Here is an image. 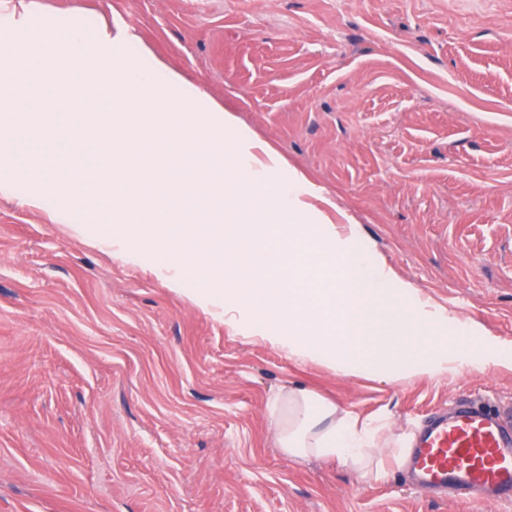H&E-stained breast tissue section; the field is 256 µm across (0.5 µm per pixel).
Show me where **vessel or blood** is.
Segmentation results:
<instances>
[{
  "mask_svg": "<svg viewBox=\"0 0 512 512\" xmlns=\"http://www.w3.org/2000/svg\"><path fill=\"white\" fill-rule=\"evenodd\" d=\"M407 469L421 490L512 503V411L458 401L420 429Z\"/></svg>",
  "mask_w": 512,
  "mask_h": 512,
  "instance_id": "obj_1",
  "label": "vessel or blood"
}]
</instances>
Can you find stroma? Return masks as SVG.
Instances as JSON below:
<instances>
[{"label": "stroma", "mask_w": 512, "mask_h": 512, "mask_svg": "<svg viewBox=\"0 0 512 512\" xmlns=\"http://www.w3.org/2000/svg\"><path fill=\"white\" fill-rule=\"evenodd\" d=\"M129 28L330 198L421 300L512 346V0H35ZM7 162L63 161L45 91ZM0 198V512H512L422 493L395 459L434 413L512 405V369L346 376L248 337L148 266ZM300 383L381 426L384 475L296 461L268 405Z\"/></svg>", "instance_id": "1"}]
</instances>
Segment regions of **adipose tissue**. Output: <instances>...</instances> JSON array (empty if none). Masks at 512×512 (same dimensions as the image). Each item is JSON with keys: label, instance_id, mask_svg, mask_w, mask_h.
<instances>
[{"label": "adipose tissue", "instance_id": "adipose-tissue-1", "mask_svg": "<svg viewBox=\"0 0 512 512\" xmlns=\"http://www.w3.org/2000/svg\"><path fill=\"white\" fill-rule=\"evenodd\" d=\"M269 410L277 420V445L290 458L336 461L367 474L382 465L378 429L359 425L357 417L305 386L288 385Z\"/></svg>", "mask_w": 512, "mask_h": 512}]
</instances>
